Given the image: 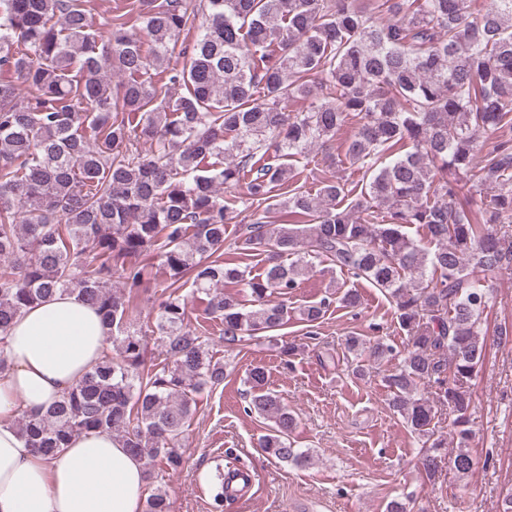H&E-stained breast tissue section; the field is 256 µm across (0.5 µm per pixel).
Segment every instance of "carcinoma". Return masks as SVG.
Returning <instances> with one entry per match:
<instances>
[{
  "label": "carcinoma",
  "mask_w": 512,
  "mask_h": 512,
  "mask_svg": "<svg viewBox=\"0 0 512 512\" xmlns=\"http://www.w3.org/2000/svg\"><path fill=\"white\" fill-rule=\"evenodd\" d=\"M130 6L142 36L118 16L95 24L80 0H0V343L27 309L76 293L114 351L44 411H20L28 446L52 457L75 436L110 432L145 479L178 471L195 396L226 378L182 288L208 297L232 348L285 325V301L322 257L395 304L408 348L387 377L389 405L422 440L421 471H439L447 437L433 421L446 407L451 463L470 473L465 383L485 353L491 275L512 266V0ZM193 28V45H179ZM176 85L187 93L170 95ZM297 98L306 111H289ZM351 113L360 123L344 157L363 170L360 192L340 177L307 189L290 160L327 150ZM488 135L496 145L482 156ZM239 187L250 223L237 249L263 257L258 276L224 257L238 202L220 189ZM283 211L294 223L273 218ZM151 251L169 282L154 322L165 350L148 366L128 314ZM116 272L127 291L112 289ZM240 286L248 307L229 292ZM266 381L264 368L249 372L247 410L271 422L259 446L306 466L289 443L295 418ZM230 473L218 465L209 482L219 506ZM143 512H171L166 492Z\"/></svg>",
  "instance_id": "carcinoma-1"
}]
</instances>
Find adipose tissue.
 Returning a JSON list of instances; mask_svg holds the SVG:
<instances>
[{
	"instance_id": "ef3b65f1",
	"label": "adipose tissue",
	"mask_w": 512,
	"mask_h": 512,
	"mask_svg": "<svg viewBox=\"0 0 512 512\" xmlns=\"http://www.w3.org/2000/svg\"><path fill=\"white\" fill-rule=\"evenodd\" d=\"M108 352L98 313L74 294H54L13 324L0 355V512H142L140 460L109 433L73 438L48 458L20 435V410L47 407Z\"/></svg>"
}]
</instances>
